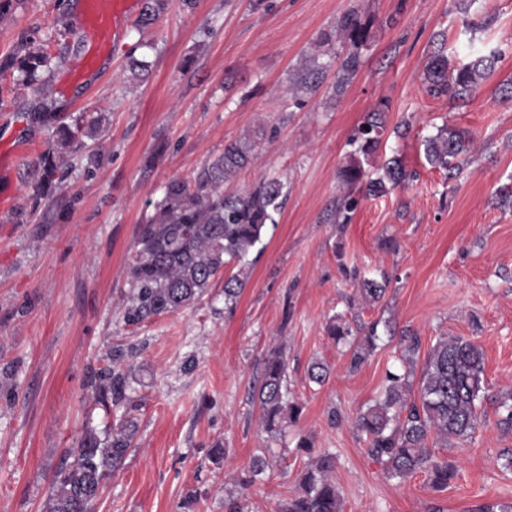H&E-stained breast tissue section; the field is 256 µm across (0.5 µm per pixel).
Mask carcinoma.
Segmentation results:
<instances>
[{
	"mask_svg": "<svg viewBox=\"0 0 512 512\" xmlns=\"http://www.w3.org/2000/svg\"><path fill=\"white\" fill-rule=\"evenodd\" d=\"M164 0H149L141 25H151L164 10ZM337 28L347 35L348 52L342 58L333 91L342 93L359 68V46L364 28L354 13L344 14ZM73 33L66 13H61L54 32L46 37L33 27L19 34L13 50L0 56V77L8 74L35 92L49 82L55 56L50 45ZM496 52L478 55L450 66L448 56L437 53L426 66L428 92L460 99L475 92L494 72ZM385 130L382 113L371 112L350 139L353 150L339 170L347 187L365 185L367 194L381 197L407 178L402 160L395 156L380 168L375 179H366L364 163L378 150ZM79 146V130L61 123L55 148L44 152L36 165L33 198L49 209L59 205L63 181L58 160ZM429 164L453 175L462 168L473 146L470 132L453 126L440 127L425 140ZM257 147L250 138L224 145V153L205 162L189 179H173L165 187L154 214L139 226L136 250L128 267V300L123 320L138 325L152 317L178 312L198 300L211 281L230 265L238 271L224 277V304L236 302L246 281L248 256L267 225L283 204V184L272 178L241 193H224V183L244 168ZM365 301L376 303L385 294L384 284L373 278L358 281ZM333 342L353 347L350 368H361L376 347L377 324L353 342L351 328L334 321L327 329ZM419 340L408 339L403 373L388 372L382 398L361 412L355 425L365 436L368 455L381 463L388 477L406 480L425 473L431 485L444 489L457 476L455 465L428 446L430 439L448 442L465 440L482 422L480 406L484 391V353L480 345L461 336L439 339L425 357L419 374L417 394H412ZM287 364L284 355L274 351L265 359L259 390L254 400L260 408L261 429L275 438L296 422L300 402L288 396ZM126 374L113 366L97 388L98 401L119 407L129 400ZM134 436L131 422L120 420L112 427V438L105 441L86 434L56 472L42 512H93L96 492L102 490L112 470L128 453ZM335 458L322 454L307 463L299 491L289 499L284 512H344L343 500L333 480Z\"/></svg>",
	"mask_w": 512,
	"mask_h": 512,
	"instance_id": "carcinoma-1",
	"label": "carcinoma"
}]
</instances>
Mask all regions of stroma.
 <instances>
[{"mask_svg": "<svg viewBox=\"0 0 512 512\" xmlns=\"http://www.w3.org/2000/svg\"><path fill=\"white\" fill-rule=\"evenodd\" d=\"M79 0H22L0 22V56L32 27L50 32ZM365 29L360 66L342 94L333 85L342 41L322 46L342 14ZM80 35L52 45L61 61L43 95L66 119L101 117L96 135L62 158L64 211L32 207V169L54 148V128L31 115L34 96L0 78V512H42L53 476L86 432L112 433L120 417L136 431L123 466L94 512H282L311 455L336 458L333 479L344 512H475L512 506V430L500 428L512 397V0H167L157 22H128L102 77L68 82L85 51ZM451 63L497 50L492 76L451 101L428 93L425 66L437 49ZM144 60L134 72L130 60ZM318 65L316 91H294ZM387 128L366 171L391 157L408 173L381 197L351 191L358 204L336 223L338 171L368 113ZM470 131L475 145L453 178L432 167L425 139L443 124ZM261 132L252 164L225 192L276 178L286 197L263 249L250 255L234 309L216 277L189 307L139 325L122 319L127 268L139 224L173 178H188L227 142ZM29 143L10 160L15 140ZM384 282L376 303L357 292L350 270ZM377 323V347L358 371L348 346L326 334L334 316ZM420 339L424 360L439 338L462 336L484 352L483 421L440 455L457 477L431 487L426 474L387 478L366 452L354 421L379 400L387 370L400 368L403 339ZM283 350L297 423L272 439L252 396L263 361ZM124 354L127 405L96 401L114 351ZM321 363L329 374L310 382ZM306 440L309 450L297 443ZM226 458H219L220 449ZM267 466L252 475L255 456Z\"/></svg>", "mask_w": 512, "mask_h": 512, "instance_id": "obj_1", "label": "stroma"}]
</instances>
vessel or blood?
Wrapping results in <instances>:
<instances>
[{
  "mask_svg": "<svg viewBox=\"0 0 512 512\" xmlns=\"http://www.w3.org/2000/svg\"><path fill=\"white\" fill-rule=\"evenodd\" d=\"M83 28L93 37L79 71L91 78L109 60L121 38L126 22L141 13L144 0H82Z\"/></svg>",
  "mask_w": 512,
  "mask_h": 512,
  "instance_id": "b4317fda",
  "label": "vessel or blood"
}]
</instances>
